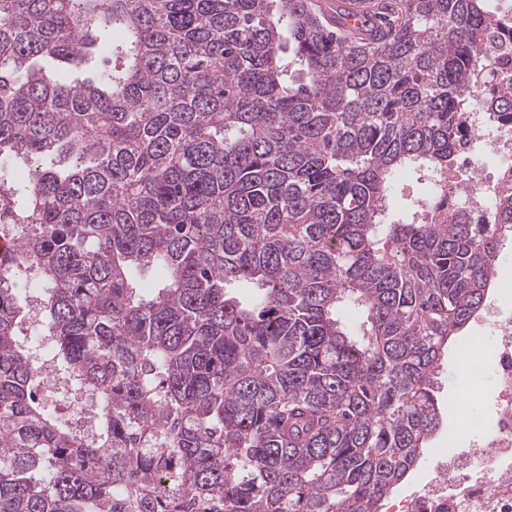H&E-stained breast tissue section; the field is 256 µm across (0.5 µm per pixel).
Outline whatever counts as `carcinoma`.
Here are the masks:
<instances>
[{
  "label": "carcinoma",
  "instance_id": "carcinoma-1",
  "mask_svg": "<svg viewBox=\"0 0 512 512\" xmlns=\"http://www.w3.org/2000/svg\"><path fill=\"white\" fill-rule=\"evenodd\" d=\"M510 30L488 0H0V512H381L512 241L511 196L426 224L396 187L448 173Z\"/></svg>",
  "mask_w": 512,
  "mask_h": 512
}]
</instances>
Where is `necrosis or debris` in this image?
Instances as JSON below:
<instances>
[{"instance_id":"necrosis-or-debris-1","label":"necrosis or debris","mask_w":512,"mask_h":512,"mask_svg":"<svg viewBox=\"0 0 512 512\" xmlns=\"http://www.w3.org/2000/svg\"><path fill=\"white\" fill-rule=\"evenodd\" d=\"M471 123L457 160L431 179L425 205L493 223L499 199L512 194V124L467 102ZM492 374V411L467 423L470 445L434 451V477L393 505L392 512H512V300L495 295L482 318Z\"/></svg>"}]
</instances>
